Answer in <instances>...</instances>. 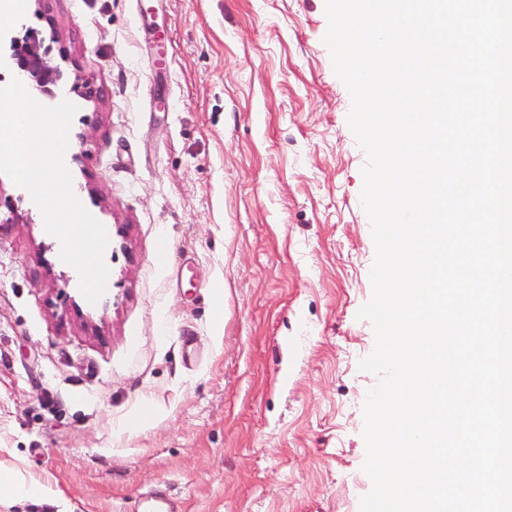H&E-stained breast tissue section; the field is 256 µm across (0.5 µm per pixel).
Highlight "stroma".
<instances>
[{
  "mask_svg": "<svg viewBox=\"0 0 512 512\" xmlns=\"http://www.w3.org/2000/svg\"><path fill=\"white\" fill-rule=\"evenodd\" d=\"M77 111L64 165L108 231L89 302L0 173V512H359L366 155L325 0H32ZM174 504V500L164 493L149 492L132 512H177Z\"/></svg>",
  "mask_w": 512,
  "mask_h": 512,
  "instance_id": "35a3bbf8",
  "label": "stroma"
}]
</instances>
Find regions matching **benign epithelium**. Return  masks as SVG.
<instances>
[{"label": "benign epithelium", "instance_id": "7a95c632", "mask_svg": "<svg viewBox=\"0 0 512 512\" xmlns=\"http://www.w3.org/2000/svg\"><path fill=\"white\" fill-rule=\"evenodd\" d=\"M53 46L44 44L35 31L10 35L0 31V66L37 94L53 99L63 88V71L52 61Z\"/></svg>", "mask_w": 512, "mask_h": 512}]
</instances>
